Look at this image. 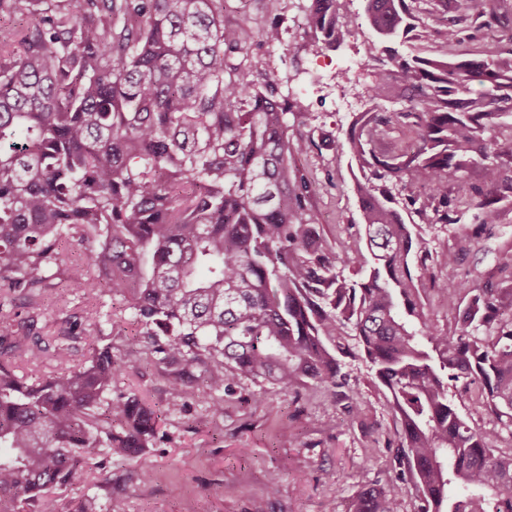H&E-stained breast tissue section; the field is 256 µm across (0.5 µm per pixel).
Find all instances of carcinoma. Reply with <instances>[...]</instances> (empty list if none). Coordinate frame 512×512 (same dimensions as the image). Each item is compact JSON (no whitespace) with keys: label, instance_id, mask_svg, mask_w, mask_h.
I'll return each instance as SVG.
<instances>
[{"label":"carcinoma","instance_id":"obj_1","mask_svg":"<svg viewBox=\"0 0 512 512\" xmlns=\"http://www.w3.org/2000/svg\"><path fill=\"white\" fill-rule=\"evenodd\" d=\"M338 2L305 15L331 51L357 23L339 20ZM461 7L488 15V0ZM4 13L30 21L0 30V512H57L54 491L100 449L124 458L156 438L157 411L112 398L127 365L110 346L91 342L83 365L33 381L17 371L12 357L38 367L47 351L22 309L57 287L109 296L158 364L202 368L215 391L230 376L342 388L344 359L360 354L389 403L418 512H512V453L458 407L474 400L512 432V314L496 288L455 299L450 274L438 288L454 329L429 326L415 278L429 243L403 216L417 204L434 223L414 189L441 200L448 175L472 165L503 181L497 160L512 157V136L485 132L512 115V57L407 53L418 18L406 0L385 15L365 0L368 93L383 111L347 137L370 252L350 279L307 211L310 181L295 164L307 143L289 122L307 118L301 101L260 70L259 81L226 78L244 46L224 0H0ZM262 38L286 45L279 24ZM394 114L415 118L410 155L384 146ZM476 206L492 230V202ZM472 244L461 237L443 265ZM402 491L376 484L348 512H398Z\"/></svg>","mask_w":512,"mask_h":512}]
</instances>
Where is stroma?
<instances>
[{
    "label": "stroma",
    "mask_w": 512,
    "mask_h": 512,
    "mask_svg": "<svg viewBox=\"0 0 512 512\" xmlns=\"http://www.w3.org/2000/svg\"><path fill=\"white\" fill-rule=\"evenodd\" d=\"M424 22L412 31L416 55L452 60L512 53V0H491V18L481 25L467 17L457 0H406ZM309 0H285L279 21L286 30V48L264 44L262 29L270 16L265 0H224V20L242 28L249 57L268 65L278 92L300 98L310 113L307 125H295L308 148L296 159L311 182L309 213L336 254L361 261L365 251L363 222L354 192L357 164L346 144L352 113L336 109L337 98L366 95L376 75L366 65L365 47L371 37L366 23H358L343 47L334 51L303 52L312 35L305 25ZM455 30L456 42L446 40ZM479 187L481 196L498 203L492 235H480V211L464 191ZM504 183L485 181L481 167L449 176L450 222L426 224L422 233L431 256L418 271L419 301L429 323L449 326L448 304L437 280L454 274L470 288L498 289L503 303L512 302V282L499 270V252L512 245V201ZM471 235L474 244L454 269L441 258L459 236ZM39 324L60 328L63 322L102 321L99 346H111L112 357L127 362L128 373L112 384L113 396L133 392L159 409L163 421L154 444L125 458L100 454L75 474L56 494L59 512H77L85 498H116L123 512H347L350 502L374 483L398 476L395 449L388 439L395 424L387 401L373 383V375L359 360L348 361L345 400L333 388L288 393L247 378L233 380L223 395V412L210 409L212 391L203 372L195 376L160 373L132 325L118 329L105 321L111 300L89 303L79 295L61 297L48 289L41 300ZM50 357L43 372L84 362L89 355L85 337H50ZM357 400L369 425L361 430L347 410ZM375 444L377 460L363 462L367 444Z\"/></svg>",
    "instance_id": "obj_1"
}]
</instances>
